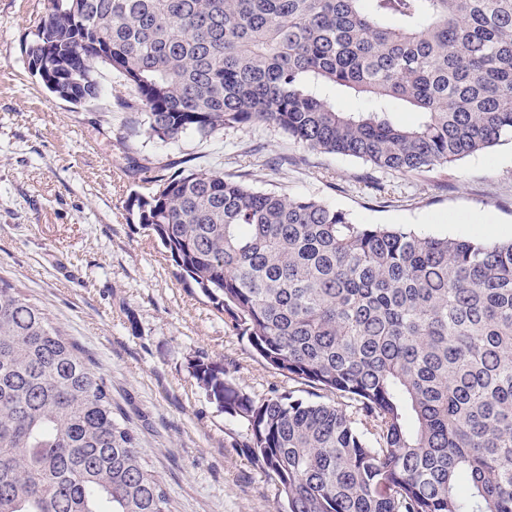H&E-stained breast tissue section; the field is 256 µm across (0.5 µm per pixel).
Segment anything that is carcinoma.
Segmentation results:
<instances>
[{
    "instance_id": "obj_1",
    "label": "carcinoma",
    "mask_w": 512,
    "mask_h": 512,
    "mask_svg": "<svg viewBox=\"0 0 512 512\" xmlns=\"http://www.w3.org/2000/svg\"><path fill=\"white\" fill-rule=\"evenodd\" d=\"M25 54L85 107L108 66L134 136L265 125L404 176L512 141V0H48ZM155 183L129 211L178 278L336 397L193 367L284 512H512V240L361 224L220 171ZM0 512H172L86 351L1 277Z\"/></svg>"
}]
</instances>
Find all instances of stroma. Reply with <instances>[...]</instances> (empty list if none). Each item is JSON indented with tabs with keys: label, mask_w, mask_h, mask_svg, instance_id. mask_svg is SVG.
I'll use <instances>...</instances> for the list:
<instances>
[{
	"label": "stroma",
	"mask_w": 512,
	"mask_h": 512,
	"mask_svg": "<svg viewBox=\"0 0 512 512\" xmlns=\"http://www.w3.org/2000/svg\"><path fill=\"white\" fill-rule=\"evenodd\" d=\"M47 0H0V277L22 288L78 341L130 421L171 498L172 512H278L281 497L246 453V426L224 414L192 374L224 364L256 398L310 386L279 374L194 288L129 213L151 177L182 169L247 175L263 190L313 197L363 224L431 235L512 238V143L420 175L337 154L303 153L257 126L203 139L146 135L125 146L117 118L126 89L99 67L100 100L77 107L30 72L24 49ZM290 163H283V156ZM492 218L487 232L472 216Z\"/></svg>",
	"instance_id": "35a3bbf8"
}]
</instances>
